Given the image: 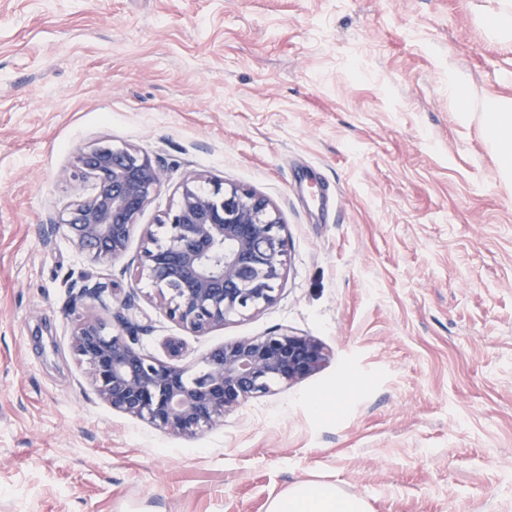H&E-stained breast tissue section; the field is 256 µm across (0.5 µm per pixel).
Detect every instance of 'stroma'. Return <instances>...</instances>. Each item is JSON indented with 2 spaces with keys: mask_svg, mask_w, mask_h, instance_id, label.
Returning a JSON list of instances; mask_svg holds the SVG:
<instances>
[{
  "mask_svg": "<svg viewBox=\"0 0 512 512\" xmlns=\"http://www.w3.org/2000/svg\"><path fill=\"white\" fill-rule=\"evenodd\" d=\"M512 0H0V512H268L328 482L368 512H512V186L482 103L512 97ZM462 79L473 112L448 98ZM167 180L125 256L92 266L46 224L85 145ZM280 211L274 302L197 336L136 256L192 173ZM129 302L145 353L198 371L270 331L328 353L185 439L113 411L66 312Z\"/></svg>",
  "mask_w": 512,
  "mask_h": 512,
  "instance_id": "35a3bbf8",
  "label": "stroma"
}]
</instances>
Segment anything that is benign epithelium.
<instances>
[{
	"label": "benign epithelium",
	"mask_w": 512,
	"mask_h": 512,
	"mask_svg": "<svg viewBox=\"0 0 512 512\" xmlns=\"http://www.w3.org/2000/svg\"><path fill=\"white\" fill-rule=\"evenodd\" d=\"M70 198L50 221L93 265L122 258L139 216L166 181L163 166L132 145L78 150L61 173ZM145 231L137 268L151 282L166 315L204 334L273 303L284 278L287 240L278 209L257 191L197 173ZM117 327L79 317L72 348L91 386L113 410L172 435L194 437L276 383H294L327 362L308 336L272 332L210 351L189 377L174 363L145 354L138 327L115 313Z\"/></svg>",
	"instance_id": "benign-epithelium-1"
}]
</instances>
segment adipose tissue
Masks as SVG:
<instances>
[{"mask_svg":"<svg viewBox=\"0 0 512 512\" xmlns=\"http://www.w3.org/2000/svg\"><path fill=\"white\" fill-rule=\"evenodd\" d=\"M488 122L490 141L501 157L498 175L503 183L512 182V98H489L482 104ZM269 512H367L364 499L342 493L335 484L301 482L273 500Z\"/></svg>","mask_w":512,"mask_h":512,"instance_id":"1","label":"adipose tissue"}]
</instances>
